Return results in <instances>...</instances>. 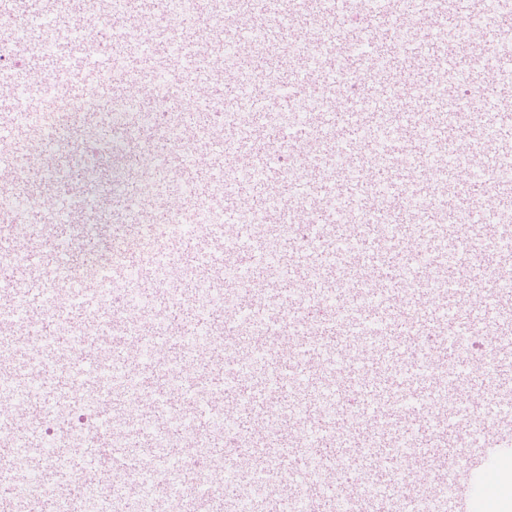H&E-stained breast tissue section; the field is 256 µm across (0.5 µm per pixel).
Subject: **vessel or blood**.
I'll list each match as a JSON object with an SVG mask.
<instances>
[{"mask_svg":"<svg viewBox=\"0 0 512 512\" xmlns=\"http://www.w3.org/2000/svg\"><path fill=\"white\" fill-rule=\"evenodd\" d=\"M279 2L225 0L242 38L227 71L203 46L209 0H193L199 34L179 41L168 0H115L111 27L92 34L70 23L78 0H0L26 40L47 19L56 31L23 56L12 91L88 103L76 120L14 114L0 137L25 168L0 169V195L36 203L21 226L0 212V387L14 397L0 406V461L25 449L52 485L33 503L16 493L23 473L1 469L0 512H164L175 495L186 512H512V57L495 52L512 0ZM259 69L285 88L290 129L268 126ZM161 81L172 102L144 123ZM127 126L124 187L104 167L90 192L85 162L55 137L106 147ZM281 149L303 170L284 175ZM62 204L68 220L46 222L43 207ZM204 208L221 220L198 224ZM246 212L287 231L268 242ZM141 224L157 228L147 249L113 255ZM229 257L254 295L201 301L233 288ZM116 305L128 315L113 318ZM474 343L479 377L454 381ZM76 405L98 423L81 445ZM47 409L48 444L35 424ZM150 437L163 459L145 461ZM127 471L163 492L126 486ZM257 481L264 493L248 496ZM285 482L296 498L282 500Z\"/></svg>","mask_w":512,"mask_h":512,"instance_id":"b4317fda","label":"vessel or blood"}]
</instances>
